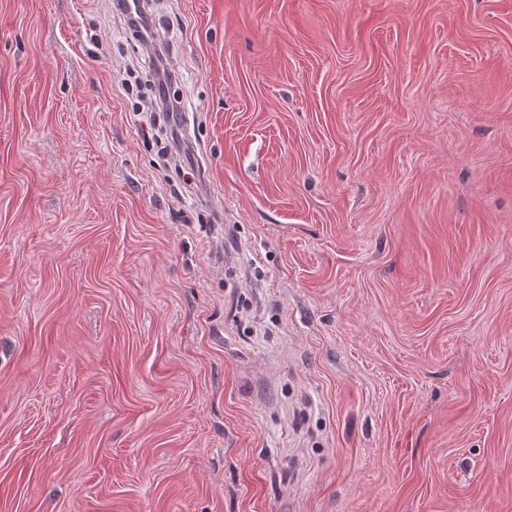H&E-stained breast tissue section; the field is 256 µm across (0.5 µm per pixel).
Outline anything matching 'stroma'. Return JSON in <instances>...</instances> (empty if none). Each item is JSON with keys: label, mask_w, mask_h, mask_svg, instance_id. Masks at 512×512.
<instances>
[{"label": "stroma", "mask_w": 512, "mask_h": 512, "mask_svg": "<svg viewBox=\"0 0 512 512\" xmlns=\"http://www.w3.org/2000/svg\"><path fill=\"white\" fill-rule=\"evenodd\" d=\"M0 0V512H512V0ZM124 2L126 1H118L119 7H121L123 12V19L126 25L130 28L135 30L139 36L142 38L143 41L145 40H153L155 38V35L152 33H149L148 27L146 25L147 17H146V11L144 8V2L145 1H138V0H132L133 7H127L124 5ZM141 3V7L137 8V5ZM150 62L152 64V68L156 75V79L158 82V95L156 99V108L155 112L163 117V121L167 124L164 126V138L160 139V148L161 152L164 154L166 152L171 153L173 149H179L184 143L182 133L180 132V127L172 126L171 120H173L174 112H177L176 109L170 108L168 105V97L166 95L165 87V76L167 75V57L164 52H156L155 55L151 56ZM150 64V67H151ZM164 144V145H163ZM163 145V146H161Z\"/></svg>", "instance_id": "35a3bbf8"}]
</instances>
